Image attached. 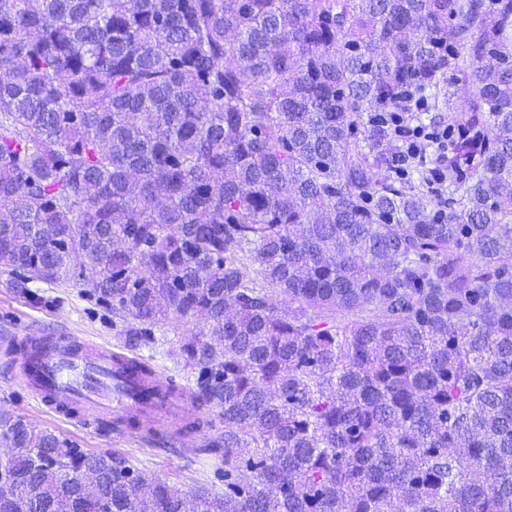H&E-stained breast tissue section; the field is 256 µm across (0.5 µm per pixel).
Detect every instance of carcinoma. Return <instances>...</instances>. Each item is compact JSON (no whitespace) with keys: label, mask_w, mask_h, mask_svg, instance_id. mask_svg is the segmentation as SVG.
Segmentation results:
<instances>
[{"label":"carcinoma","mask_w":512,"mask_h":512,"mask_svg":"<svg viewBox=\"0 0 512 512\" xmlns=\"http://www.w3.org/2000/svg\"><path fill=\"white\" fill-rule=\"evenodd\" d=\"M0 260L128 350L204 323L172 356L224 423L182 491L0 417V512H512V0H0ZM416 112H395L392 115L394 131L398 141V149L393 154V164L396 169L402 170L418 160L426 161L427 152L432 149L429 156L431 161L428 167V181L430 198L436 205H444L448 199V186L443 185L444 173L442 167L447 163L440 151L448 143V125H421L416 122Z\"/></svg>","instance_id":"cac0c4a2"}]
</instances>
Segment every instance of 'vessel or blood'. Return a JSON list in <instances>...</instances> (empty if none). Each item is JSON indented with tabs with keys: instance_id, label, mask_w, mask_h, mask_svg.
Segmentation results:
<instances>
[{
	"instance_id": "1",
	"label": "vessel or blood",
	"mask_w": 512,
	"mask_h": 512,
	"mask_svg": "<svg viewBox=\"0 0 512 512\" xmlns=\"http://www.w3.org/2000/svg\"><path fill=\"white\" fill-rule=\"evenodd\" d=\"M15 353L17 379L34 399L67 419L91 428L105 420L139 416L143 401L134 357L65 333L0 338Z\"/></svg>"
}]
</instances>
